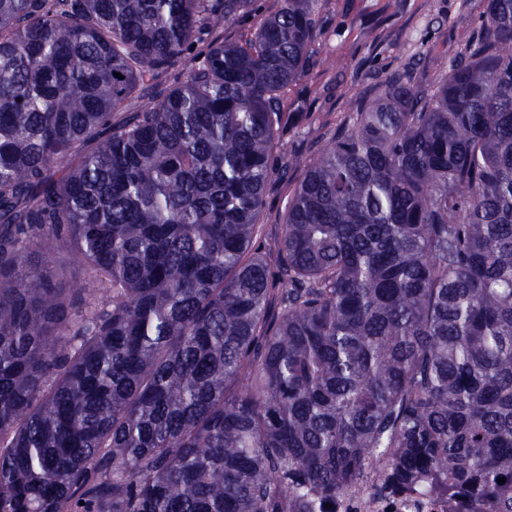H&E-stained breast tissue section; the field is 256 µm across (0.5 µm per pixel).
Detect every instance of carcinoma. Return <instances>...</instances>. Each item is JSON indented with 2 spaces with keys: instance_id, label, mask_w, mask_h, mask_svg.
Here are the masks:
<instances>
[{
  "instance_id": "carcinoma-1",
  "label": "carcinoma",
  "mask_w": 512,
  "mask_h": 512,
  "mask_svg": "<svg viewBox=\"0 0 512 512\" xmlns=\"http://www.w3.org/2000/svg\"><path fill=\"white\" fill-rule=\"evenodd\" d=\"M255 2L0 0V512H316L378 462L512 512V0L359 107L268 253L318 0L212 36Z\"/></svg>"
}]
</instances>
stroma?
<instances>
[{
  "mask_svg": "<svg viewBox=\"0 0 512 512\" xmlns=\"http://www.w3.org/2000/svg\"><path fill=\"white\" fill-rule=\"evenodd\" d=\"M485 0H320L309 64L281 96L288 143L277 162L287 180L265 195V236L281 235L288 198L319 150L351 124L359 102L382 92L387 79L412 68L433 86L478 33Z\"/></svg>",
  "mask_w": 512,
  "mask_h": 512,
  "instance_id": "stroma-1",
  "label": "stroma"
}]
</instances>
